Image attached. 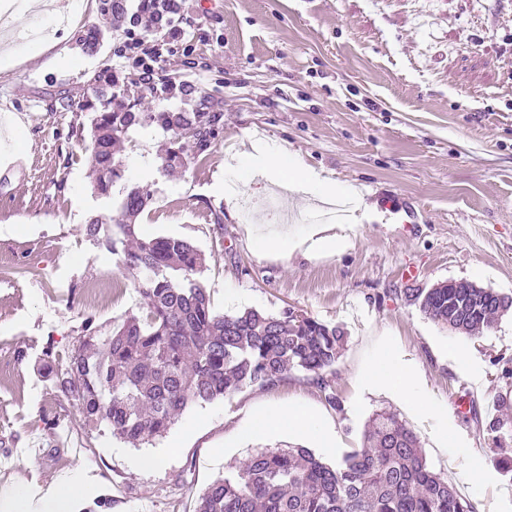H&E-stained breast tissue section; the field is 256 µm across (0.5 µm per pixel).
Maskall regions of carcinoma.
I'll return each instance as SVG.
<instances>
[{
	"label": "carcinoma",
	"mask_w": 512,
	"mask_h": 512,
	"mask_svg": "<svg viewBox=\"0 0 512 512\" xmlns=\"http://www.w3.org/2000/svg\"><path fill=\"white\" fill-rule=\"evenodd\" d=\"M101 29L79 37L87 53L97 50ZM97 101H86L94 191L108 192L121 178L114 148L130 128L156 124L174 134L166 166L198 157L209 146L221 113L142 112L141 99L119 88L118 77H94ZM190 130L193 142L180 136ZM150 191L130 190L106 245H122L124 265L136 274L143 298L139 316L111 333L88 320L67 353L45 362L55 387L73 402L87 426L106 423L132 445L165 434L191 403H210L247 386H271L293 370L322 389L346 343L342 328L292 308L278 314L248 310L214 312L210 294L194 275L202 253L173 236L144 238L136 223ZM420 309L434 322L474 336L512 309V298L490 288L415 289ZM493 441L512 444V417L485 421ZM196 512H474L447 479L428 469L417 435L391 412L369 420L362 446L332 465L311 449L290 446L254 452L230 475L211 483Z\"/></svg>",
	"instance_id": "carcinoma-1"
}]
</instances>
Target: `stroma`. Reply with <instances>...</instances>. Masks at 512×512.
I'll list each match as a JSON object with an SVG mask.
<instances>
[{"mask_svg": "<svg viewBox=\"0 0 512 512\" xmlns=\"http://www.w3.org/2000/svg\"><path fill=\"white\" fill-rule=\"evenodd\" d=\"M182 16L177 39L156 40L155 72L201 88L222 119L207 151L171 170L172 133L131 128L118 154L123 176L105 195L92 188L89 115L62 98L93 99L92 80L106 70L142 95L145 112H192L198 96L142 93L116 56L121 30H104L98 51L84 53L77 38L101 24L99 0L44 40L18 34L55 16L19 10L13 39L0 40V156L25 164L0 177V469L12 471L0 489L22 486L37 512L55 477L70 474L84 488L70 512L99 495L108 500L100 512H195L204 489L254 451L301 445L290 434L249 437L252 414L314 410L337 446L310 448L333 461L360 447L369 418L387 409L475 512H512V479L484 426L508 390L512 315L468 336L433 322L410 294L464 280L512 296V0H184ZM257 142L364 197L367 217L344 248L287 258L262 249L274 230L305 235L315 201L293 195L299 219L272 224L273 187L248 161ZM137 186L152 193L141 234L202 252L197 279L216 312L291 307L345 328L325 374L340 408L294 371L189 405L165 435L137 446L105 425L84 426L40 361L67 351L85 321L108 333L141 313L121 253L85 235L90 217L115 215ZM385 341L417 372L429 421L363 388ZM440 422L453 445L438 446ZM146 455L156 466L136 468Z\"/></svg>", "mask_w": 512, "mask_h": 512, "instance_id": "35a3bbf8", "label": "stroma"}]
</instances>
